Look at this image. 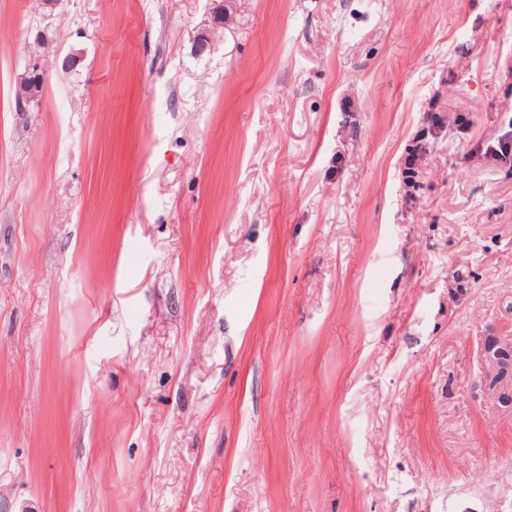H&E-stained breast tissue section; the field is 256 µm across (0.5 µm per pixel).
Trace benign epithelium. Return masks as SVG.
Masks as SVG:
<instances>
[{"label":"benign epithelium","mask_w":512,"mask_h":512,"mask_svg":"<svg viewBox=\"0 0 512 512\" xmlns=\"http://www.w3.org/2000/svg\"><path fill=\"white\" fill-rule=\"evenodd\" d=\"M34 82L25 77L16 92V106L28 111ZM480 383L485 395L496 403L512 408V334L486 337L480 352Z\"/></svg>","instance_id":"1"}]
</instances>
